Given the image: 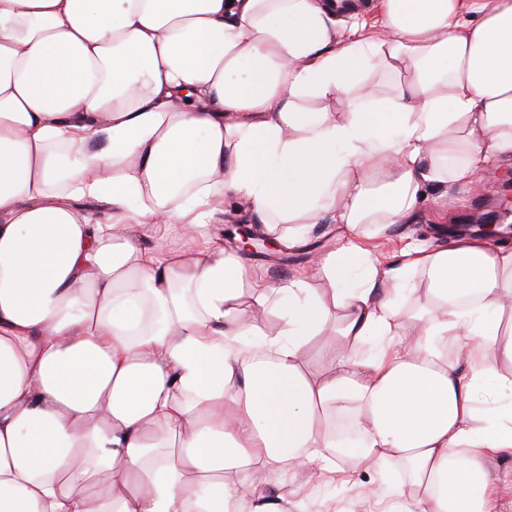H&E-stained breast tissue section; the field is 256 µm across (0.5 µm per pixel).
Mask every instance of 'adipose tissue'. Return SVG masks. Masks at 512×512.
I'll return each mask as SVG.
<instances>
[{
    "label": "adipose tissue",
    "instance_id": "obj_1",
    "mask_svg": "<svg viewBox=\"0 0 512 512\" xmlns=\"http://www.w3.org/2000/svg\"><path fill=\"white\" fill-rule=\"evenodd\" d=\"M379 7L0 0V512H288L342 459L395 468L366 506L512 512V244L367 245L512 155V0ZM230 208L340 244L273 286Z\"/></svg>",
    "mask_w": 512,
    "mask_h": 512
}]
</instances>
